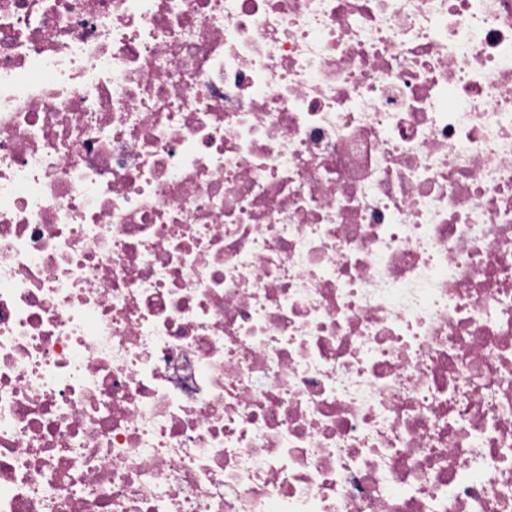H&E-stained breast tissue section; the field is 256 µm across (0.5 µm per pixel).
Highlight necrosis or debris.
<instances>
[{"mask_svg":"<svg viewBox=\"0 0 512 512\" xmlns=\"http://www.w3.org/2000/svg\"><path fill=\"white\" fill-rule=\"evenodd\" d=\"M0 512H512V0H0Z\"/></svg>","mask_w":512,"mask_h":512,"instance_id":"obj_1","label":"necrosis or debris"}]
</instances>
